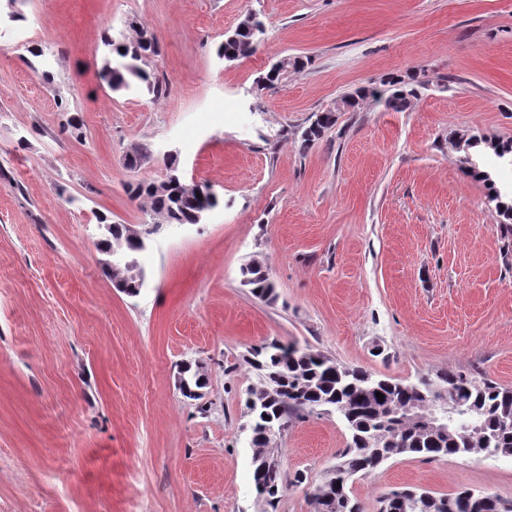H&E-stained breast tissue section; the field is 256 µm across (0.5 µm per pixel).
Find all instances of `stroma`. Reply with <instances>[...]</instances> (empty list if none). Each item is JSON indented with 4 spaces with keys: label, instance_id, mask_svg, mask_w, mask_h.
<instances>
[{
    "label": "stroma",
    "instance_id": "stroma-1",
    "mask_svg": "<svg viewBox=\"0 0 512 512\" xmlns=\"http://www.w3.org/2000/svg\"><path fill=\"white\" fill-rule=\"evenodd\" d=\"M0 18V512H313L350 434L294 420L273 445L276 507L255 492L245 405L255 346L279 341L414 381L460 370L512 388V0H17ZM253 16L251 56L217 48ZM156 35L168 84L115 91L105 33ZM302 57L272 87L257 80ZM420 82L396 112L388 80ZM356 107L337 103L357 90ZM335 109L310 146L302 134ZM476 174L460 160L466 138ZM143 156L129 165L135 150ZM175 151L218 203L162 224L116 288L98 218L143 231ZM257 262L276 297L244 285ZM201 364V399L178 372ZM414 486L512 501V459L402 455L351 491L364 512Z\"/></svg>",
    "mask_w": 512,
    "mask_h": 512
}]
</instances>
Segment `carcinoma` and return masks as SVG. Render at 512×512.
Here are the masks:
<instances>
[{
    "label": "carcinoma",
    "instance_id": "cac0c4a2",
    "mask_svg": "<svg viewBox=\"0 0 512 512\" xmlns=\"http://www.w3.org/2000/svg\"><path fill=\"white\" fill-rule=\"evenodd\" d=\"M258 45L250 19L246 18L227 35L218 49L226 60H237L252 55ZM108 54L101 70L102 78L114 90H128L144 83L158 96L165 86L155 72L147 70L159 55L156 38L142 29L136 40L109 37L105 41ZM388 84L394 91L387 97L386 106L395 111L403 109L409 99L418 95V89L399 78ZM334 123L331 113L324 112L303 135L308 146ZM132 199L141 197L151 201L150 211L164 215L168 224H194L199 208L217 205L215 196L200 192V197L188 196L178 181H169L165 191L157 193L153 184L141 182L131 187ZM99 223L109 224L108 239L124 243L131 230L123 224H110L108 218ZM244 283L260 299L274 294V284L262 268L247 264L241 269ZM250 365L261 372L266 388L262 392L263 412L268 419L279 423V433L288 430L289 423L304 413H336L344 416L351 433V442L342 450L339 461L330 475L341 483V491L330 496L329 490L315 488L311 503L315 512H362L359 502L351 496L355 480L374 474L388 460L400 455H415L426 460L449 456L463 457L486 453L512 458V389L502 388L486 378L478 379L455 370L440 371L433 378H421L416 387L393 377L376 375L359 367L343 366L319 351L300 349L294 344L273 341L250 352ZM383 394L378 399L376 393ZM456 403L465 412L459 424L445 432L422 429L412 418V409L436 411ZM472 420L480 426L474 432L465 427ZM252 460H275L269 441L263 439L261 425L253 429ZM258 497L274 506L289 486L305 482L304 474L297 472L285 480L283 471L274 476L280 487L275 491L258 473H252ZM405 499L417 504L408 512H512V501L505 502L491 494H476L461 489L450 496L436 497L427 491L408 489Z\"/></svg>",
    "mask_w": 512,
    "mask_h": 512
}]
</instances>
